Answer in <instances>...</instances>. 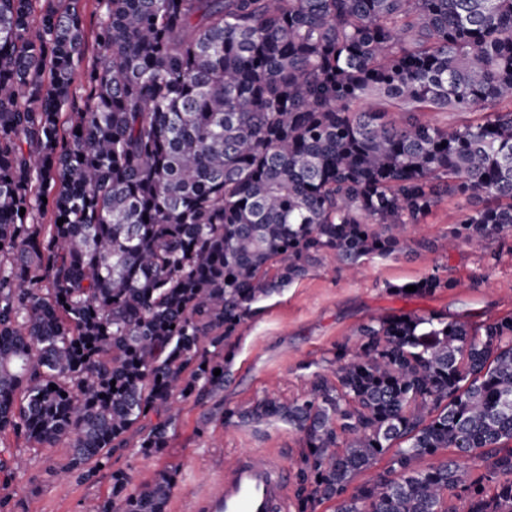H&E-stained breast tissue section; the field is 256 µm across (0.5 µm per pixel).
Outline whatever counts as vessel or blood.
Returning <instances> with one entry per match:
<instances>
[{
	"instance_id": "b4317fda",
	"label": "vessel or blood",
	"mask_w": 512,
	"mask_h": 512,
	"mask_svg": "<svg viewBox=\"0 0 512 512\" xmlns=\"http://www.w3.org/2000/svg\"><path fill=\"white\" fill-rule=\"evenodd\" d=\"M202 512H288L283 461L250 455L226 465Z\"/></svg>"
}]
</instances>
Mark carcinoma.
<instances>
[{
	"mask_svg": "<svg viewBox=\"0 0 512 512\" xmlns=\"http://www.w3.org/2000/svg\"><path fill=\"white\" fill-rule=\"evenodd\" d=\"M77 2L0 0V436L67 443L62 478L162 453L255 304L326 257L431 248L444 199V248L512 237V0H99L79 107ZM357 335L301 396L219 411L301 436L296 512H512V315ZM176 475L114 471L90 512H166Z\"/></svg>",
	"mask_w": 512,
	"mask_h": 512,
	"instance_id": "carcinoma-1",
	"label": "carcinoma"
}]
</instances>
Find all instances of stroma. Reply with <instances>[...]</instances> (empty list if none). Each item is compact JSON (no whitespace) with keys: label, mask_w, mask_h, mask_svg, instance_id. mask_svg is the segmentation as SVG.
<instances>
[{"label":"stroma","mask_w":512,"mask_h":512,"mask_svg":"<svg viewBox=\"0 0 512 512\" xmlns=\"http://www.w3.org/2000/svg\"><path fill=\"white\" fill-rule=\"evenodd\" d=\"M457 217L456 204L444 201L426 218L424 235L434 241L435 250L374 257L355 279L337 260L328 259L261 302L234 339L236 355L222 394L225 406L245 407L267 396L283 401L297 397L336 343H356L358 327L374 317L441 312L482 323L512 313V242H489L483 252L466 245L442 251ZM489 251L498 253V262H487ZM433 272L455 279L456 288L426 296L394 294V287ZM182 407L179 425L162 454L145 457L130 448L111 459V470L128 472L137 484L151 481L161 469L176 468L177 485L167 512H197L225 465L241 456L272 452L290 465L303 452L300 436L286 425L237 428L206 420L205 407L193 401ZM0 441L14 454L12 478L0 476V496L9 500L12 512H85L109 490L111 471L88 482L58 479L71 454L66 445L30 448L10 434Z\"/></svg>","instance_id":"stroma-1"}]
</instances>
